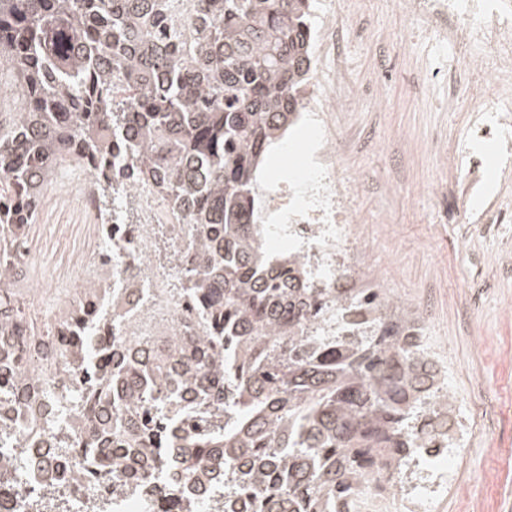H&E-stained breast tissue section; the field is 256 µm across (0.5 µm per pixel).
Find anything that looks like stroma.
Listing matches in <instances>:
<instances>
[{"label":"stroma","instance_id":"stroma-1","mask_svg":"<svg viewBox=\"0 0 512 512\" xmlns=\"http://www.w3.org/2000/svg\"><path fill=\"white\" fill-rule=\"evenodd\" d=\"M355 24L346 81H378L380 102L336 115V159L354 178L348 204L363 269L354 285L383 289L419 317L425 343L448 354L457 416L473 419L426 512H512V154L472 140L468 60L421 33L399 0H364ZM380 35L395 65L378 79ZM310 144L306 130L289 134L287 155L266 168L268 185L292 179ZM475 156L487 181L469 194L464 167ZM79 222L60 203L30 231L37 317L57 305L52 273L84 244Z\"/></svg>","mask_w":512,"mask_h":512}]
</instances>
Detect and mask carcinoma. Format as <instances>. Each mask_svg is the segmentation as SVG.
Listing matches in <instances>:
<instances>
[{
	"instance_id": "cac0c4a2",
	"label": "carcinoma",
	"mask_w": 512,
	"mask_h": 512,
	"mask_svg": "<svg viewBox=\"0 0 512 512\" xmlns=\"http://www.w3.org/2000/svg\"><path fill=\"white\" fill-rule=\"evenodd\" d=\"M308 15L309 0H0V77L11 91L0 98V278L22 257L21 225L59 167L131 156L137 178L203 232L190 293L210 335L169 349L177 370L165 381L140 361L112 377L130 411L146 378L171 387L190 365L223 367L232 398L190 414L217 425L187 440L184 460L166 455L163 400L134 432L190 476L194 461L215 457L220 497L248 495L252 512H343L368 468L407 470L433 445L425 404L455 412V396L418 371L419 346L403 344L409 313L382 318L385 292L315 288L301 260L263 248L257 173L311 72ZM121 125L134 142L115 147ZM26 308L0 288V336L42 335ZM80 385L91 408L114 401L93 369ZM64 452L93 466V481L119 464L92 437ZM241 460L252 468L240 471Z\"/></svg>"
}]
</instances>
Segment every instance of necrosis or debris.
<instances>
[{"instance_id":"4bbe7bcc","label":"necrosis or debris","mask_w":512,"mask_h":512,"mask_svg":"<svg viewBox=\"0 0 512 512\" xmlns=\"http://www.w3.org/2000/svg\"><path fill=\"white\" fill-rule=\"evenodd\" d=\"M407 11L442 42L475 58L483 79L512 95V0H407ZM315 65L298 112L314 131V151L303 192L281 184L266 202L281 221L266 225V239L288 240L320 288H339L356 273L349 258L354 217L346 206L351 179L336 163V115L351 111L360 94L342 84L344 29L324 14L311 36ZM476 112H495L497 126L477 125V139H496L512 152V110L477 97ZM112 209L101 210L96 182L71 193L86 219L87 245L55 273L66 301L49 318L52 331L31 346L28 372L0 396V512H207L223 484L213 460L196 476L180 465H161L154 448L138 447L130 460L86 490L85 470L66 454L73 440L102 437L114 419L111 405L88 409L73 401V377L85 369L89 350H104L111 364L144 362L171 342L206 333L190 289L200 265L196 237L152 187L137 183L130 159L117 158ZM91 311L84 339H74L66 309ZM448 481L447 472L416 478L377 470L370 493L348 512H420V502Z\"/></svg>"}]
</instances>
